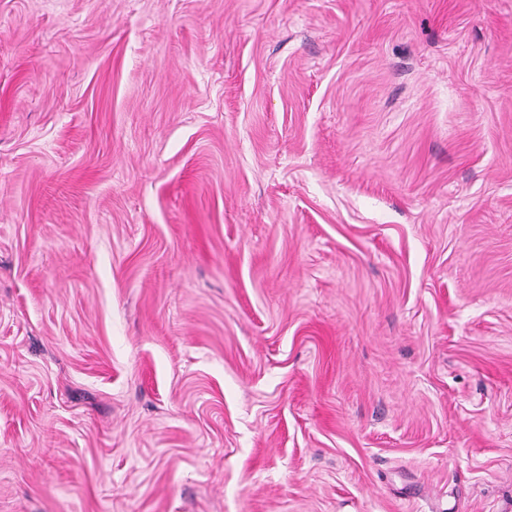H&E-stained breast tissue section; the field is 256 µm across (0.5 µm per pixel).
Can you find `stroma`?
<instances>
[{"label": "stroma", "instance_id": "obj_1", "mask_svg": "<svg viewBox=\"0 0 512 512\" xmlns=\"http://www.w3.org/2000/svg\"><path fill=\"white\" fill-rule=\"evenodd\" d=\"M512 0H0V512H504Z\"/></svg>", "mask_w": 512, "mask_h": 512}]
</instances>
